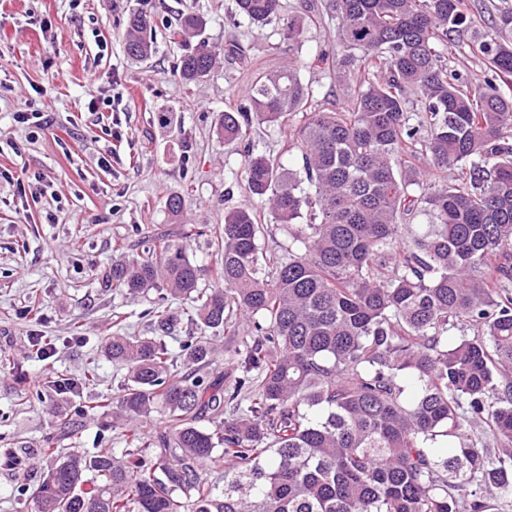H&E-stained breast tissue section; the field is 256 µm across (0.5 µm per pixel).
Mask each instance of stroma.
I'll return each instance as SVG.
<instances>
[{
	"label": "stroma",
	"instance_id": "35a3bbf8",
	"mask_svg": "<svg viewBox=\"0 0 512 512\" xmlns=\"http://www.w3.org/2000/svg\"><path fill=\"white\" fill-rule=\"evenodd\" d=\"M471 23L448 43L449 69L469 84L482 82L487 63L479 42L500 37L496 26L512 0H467ZM207 21L203 33L221 60L197 83L174 77L184 53L172 42L169 27L184 6ZM135 12L156 22L157 43L151 58L127 56L122 33ZM48 20L41 31L39 20ZM335 24L323 20L308 34L297 54L304 61V82L316 97L344 108L347 92L319 56L335 45ZM238 41L254 67L276 69L288 61V45L276 26L258 29L236 11L235 0H0V167L41 176L51 194L24 202L0 179V352L15 361L0 365V443L38 448L54 438L61 454L89 452L122 442L111 419L90 414L71 433H60L56 415L62 405H76L92 394L114 393L125 369L102 350L115 324L126 333L152 335L148 310L152 296L135 299L101 287L96 274L124 255H139L145 238L169 229H187V251L198 263L216 260L204 231L224 221L243 193L235 175L247 152L282 158L286 153L278 128L253 124L247 140L218 138L214 122L238 103L248 83L241 65L223 60L224 46ZM109 80L112 107L87 109V89L97 78ZM42 112L49 127L16 122L27 109ZM110 155V167L98 164ZM184 198L180 216H172L168 197ZM53 210L55 223L43 221ZM37 315H28L31 301ZM55 339L49 358L37 355L33 341ZM96 362L97 379L82 384L87 362ZM80 382L78 394L61 397L46 391L29 400L33 387L45 384V368ZM47 463L25 458L21 469H0V512H29L30 501L18 488H35Z\"/></svg>",
	"mask_w": 512,
	"mask_h": 512
}]
</instances>
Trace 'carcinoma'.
<instances>
[{
    "instance_id": "obj_1",
    "label": "carcinoma",
    "mask_w": 512,
    "mask_h": 512,
    "mask_svg": "<svg viewBox=\"0 0 512 512\" xmlns=\"http://www.w3.org/2000/svg\"><path fill=\"white\" fill-rule=\"evenodd\" d=\"M236 5L253 26L278 25L290 52L336 18L335 48L318 61L349 104L315 102L290 58L254 71L219 115L226 142L254 119L290 128L299 168L247 154V200L210 229L215 265L157 237L102 274L122 294H158L157 335L105 338L127 379L60 414L59 429L120 415L125 448L61 460L45 439L54 465L35 512H499L512 495V382L497 380L512 370V42L478 45L488 71L473 87L445 56L465 0ZM204 27L187 10L169 31L187 46L175 69L186 83L215 66L207 45L189 46ZM123 39L148 59L151 18L133 13ZM417 215L426 223H407ZM264 219L287 229L288 247H262ZM178 298L194 303L196 331L174 353ZM241 318L236 374H216L207 331L237 337ZM47 384L79 392L62 374ZM154 413L164 426L149 434L139 421Z\"/></svg>"
}]
</instances>
